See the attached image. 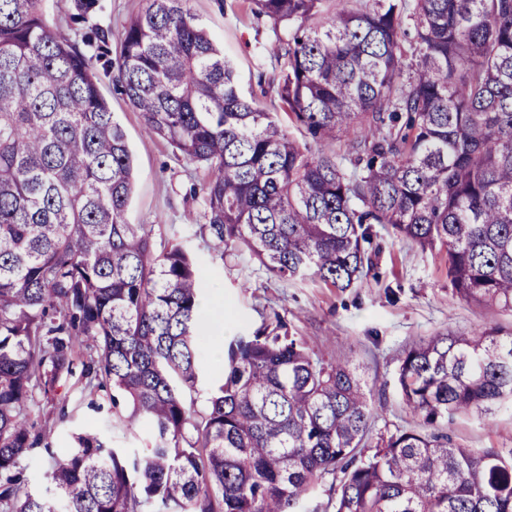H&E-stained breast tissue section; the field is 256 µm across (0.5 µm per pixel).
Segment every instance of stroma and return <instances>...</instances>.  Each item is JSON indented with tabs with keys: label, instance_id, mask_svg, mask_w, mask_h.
<instances>
[{
	"label": "stroma",
	"instance_id": "obj_1",
	"mask_svg": "<svg viewBox=\"0 0 512 512\" xmlns=\"http://www.w3.org/2000/svg\"><path fill=\"white\" fill-rule=\"evenodd\" d=\"M78 2L42 0L48 24L63 34L100 28L108 36L111 58H118L124 27L141 12L145 0H96L86 14L80 12ZM187 5L223 47L240 92L270 106L273 93L267 82L283 66L274 53L271 23L254 18L247 0H188ZM99 83L135 158L128 223L153 225L159 244L186 241L208 283L206 299L223 300L225 335L253 333L277 314L318 356L327 360L352 356L373 383V432L417 424L397 386L399 358L412 339L489 327L512 330L511 312L468 304L453 294L445 252L421 249L380 224L374 225L369 246L372 270L343 291L313 278L281 280L246 255L217 257L202 228L203 200L191 193L204 177L202 169L177 157L167 141L145 133L140 114L115 92L114 75H100ZM109 395L106 389L88 393L73 376L62 383L54 401L42 403L33 419L49 431L52 451L23 460L31 488H45L49 456L72 447V431L102 430L103 416L89 409L88 402L94 397L103 403ZM448 433L454 442L471 448H512V413L502 412L491 426L474 417H457L449 422Z\"/></svg>",
	"mask_w": 512,
	"mask_h": 512
}]
</instances>
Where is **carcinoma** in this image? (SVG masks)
I'll list each match as a JSON object with an SVG mask.
<instances>
[{"label": "carcinoma", "mask_w": 512, "mask_h": 512, "mask_svg": "<svg viewBox=\"0 0 512 512\" xmlns=\"http://www.w3.org/2000/svg\"><path fill=\"white\" fill-rule=\"evenodd\" d=\"M249 3L286 30L272 89L314 152L240 93L186 0H146L120 42L146 132L206 170L217 252L345 290L383 224L446 250L459 299L512 311V0ZM132 190L90 59L42 0H0V512H310L326 474L334 512H512V449L445 433L512 411V332L409 343L398 385L418 427L373 438L358 366L277 315L229 341L199 415L207 282L182 243L127 222ZM78 359L84 387L112 388L107 428L145 444L82 432L35 492L21 460L50 441L31 414Z\"/></svg>", "instance_id": "obj_1"}]
</instances>
